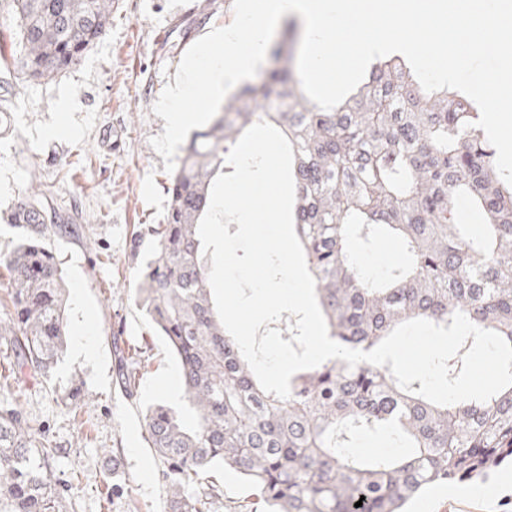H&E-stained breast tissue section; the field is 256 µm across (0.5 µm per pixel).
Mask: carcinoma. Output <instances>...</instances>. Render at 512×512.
Segmentation results:
<instances>
[{"label":"carcinoma","instance_id":"cac0c4a2","mask_svg":"<svg viewBox=\"0 0 512 512\" xmlns=\"http://www.w3.org/2000/svg\"><path fill=\"white\" fill-rule=\"evenodd\" d=\"M11 2L29 82L78 64L109 30L115 5ZM272 54L284 64L242 85L183 147L165 222L134 233L133 247L146 237L154 245L136 304L172 352L186 401L145 414L146 439L166 464L169 512H212L224 490L205 475L218 465L257 486L269 512H405L433 486L483 484L512 464V387L486 402L437 406L402 390L389 364L350 369L331 359L295 374L290 398L280 400L261 389L217 315L198 224L212 180L231 171V147L265 120L292 144L295 233L331 338L369 351L405 321L448 327L461 311L512 343V186L475 126L477 105L457 90L424 91L408 62L389 55L326 111L299 89L290 54ZM49 196L44 186L17 203L11 223L28 236L3 258L12 311L0 318V338L19 373H49L66 336L64 280L41 237L74 233L78 213ZM378 236L403 254L379 277L352 250ZM136 376L133 358L119 355L116 379L129 395ZM362 436H386L393 451L360 455L352 445ZM55 452L16 406H0V512H64L49 474Z\"/></svg>","mask_w":512,"mask_h":512}]
</instances>
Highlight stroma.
Masks as SVG:
<instances>
[{
    "label": "stroma",
    "instance_id": "obj_1",
    "mask_svg": "<svg viewBox=\"0 0 512 512\" xmlns=\"http://www.w3.org/2000/svg\"><path fill=\"white\" fill-rule=\"evenodd\" d=\"M232 0H117L112 25L81 62L49 82H21L0 65V256L22 239L7 221L32 186L49 185L52 204L75 209L78 233H49L67 285L68 346L49 374L13 371L0 353V403L18 404L57 453L50 462L66 512H168L165 466L146 441L149 405L174 402L178 367L135 303L140 263L152 256L132 232L163 223L164 159L150 144L165 121L152 107L174 83L184 52L208 31L231 24ZM59 135H51L54 127ZM139 362L133 395L116 382L113 332ZM90 338L94 357L76 356L72 339ZM80 389L83 399L70 394ZM224 501L214 512H261L255 488L217 470ZM414 512H512V468L481 491L433 490Z\"/></svg>",
    "mask_w": 512,
    "mask_h": 512
}]
</instances>
